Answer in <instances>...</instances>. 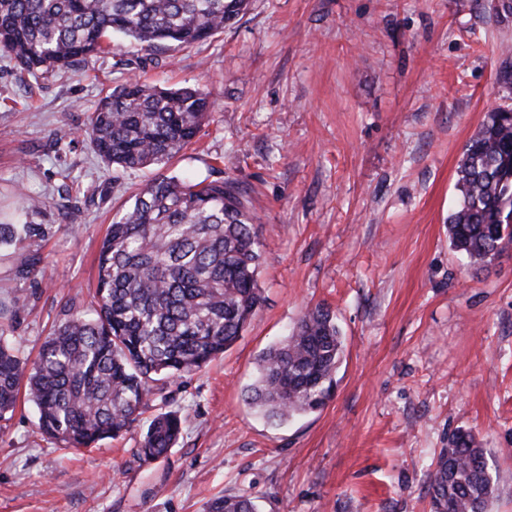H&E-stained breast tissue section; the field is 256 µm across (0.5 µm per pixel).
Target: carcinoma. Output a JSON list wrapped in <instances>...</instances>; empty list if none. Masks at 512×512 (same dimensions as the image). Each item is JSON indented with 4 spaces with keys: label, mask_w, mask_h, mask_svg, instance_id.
Returning a JSON list of instances; mask_svg holds the SVG:
<instances>
[{
    "label": "carcinoma",
    "mask_w": 512,
    "mask_h": 512,
    "mask_svg": "<svg viewBox=\"0 0 512 512\" xmlns=\"http://www.w3.org/2000/svg\"><path fill=\"white\" fill-rule=\"evenodd\" d=\"M250 0H0V54L35 75L79 66L112 50V33L152 50L193 47L246 14ZM212 105L192 88L162 89L129 78L90 113L95 153L122 169L160 165L192 144ZM459 199L448 215L455 251L473 262L512 242V106L486 113L458 167ZM37 224H0V244L17 271L39 258L25 241ZM261 243L248 195L234 179L164 176L147 183L107 228L97 261V308L66 304L29 362L0 327V421L20 391L39 411L38 432L60 448L114 438L172 380L221 356L261 307ZM343 338L333 312L308 310L258 359L246 402L274 421L321 409L336 386ZM181 421L161 412L139 448L146 462L166 456ZM433 512H487L493 494L486 449L459 429L430 473ZM209 512H258L248 495L213 500Z\"/></svg>",
    "instance_id": "1"
}]
</instances>
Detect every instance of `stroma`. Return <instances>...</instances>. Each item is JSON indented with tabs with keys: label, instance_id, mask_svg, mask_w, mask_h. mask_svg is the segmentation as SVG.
<instances>
[{
	"label": "stroma",
	"instance_id": "1",
	"mask_svg": "<svg viewBox=\"0 0 512 512\" xmlns=\"http://www.w3.org/2000/svg\"><path fill=\"white\" fill-rule=\"evenodd\" d=\"M512 16L475 0H252L200 48L112 52L33 77L0 55V224H39L19 277L0 250L10 334L35 358L65 303L86 307L106 229L161 175L233 178L259 219L264 302L239 339L168 384L130 430L60 448L20 402L0 422V512H207L224 495L258 512H430L428 473L455 430L488 451V512H512V245L487 265L454 252L463 149L491 108ZM132 75L213 104L163 165L113 168L83 137ZM344 339L333 395L285 422L245 401L259 356L311 307ZM181 418L163 458L138 448L161 412Z\"/></svg>",
	"mask_w": 512,
	"mask_h": 512
}]
</instances>
